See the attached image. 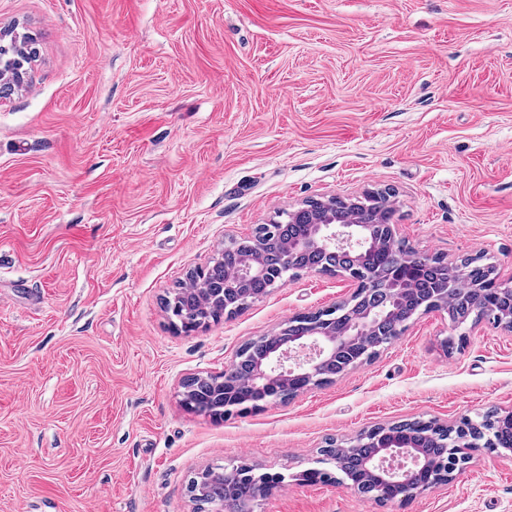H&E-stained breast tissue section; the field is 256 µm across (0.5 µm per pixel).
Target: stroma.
Masks as SVG:
<instances>
[{
    "instance_id": "obj_1",
    "label": "stroma",
    "mask_w": 512,
    "mask_h": 512,
    "mask_svg": "<svg viewBox=\"0 0 512 512\" xmlns=\"http://www.w3.org/2000/svg\"><path fill=\"white\" fill-rule=\"evenodd\" d=\"M34 40L0 101V512H194L192 478L283 483L256 512H512V452L382 505L322 450L512 410V333L419 315L369 361L221 419L181 381L335 306L300 272L191 332L164 300L230 238L308 199L388 188L397 239L512 277V0H0Z\"/></svg>"
}]
</instances>
